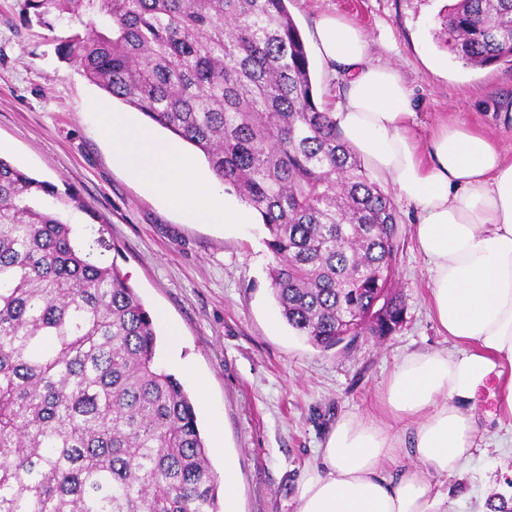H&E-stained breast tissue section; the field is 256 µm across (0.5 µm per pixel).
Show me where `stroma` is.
Listing matches in <instances>:
<instances>
[{
    "label": "stroma",
    "instance_id": "1",
    "mask_svg": "<svg viewBox=\"0 0 512 512\" xmlns=\"http://www.w3.org/2000/svg\"><path fill=\"white\" fill-rule=\"evenodd\" d=\"M448 0H290L311 63L319 102L333 107L344 80L315 50L322 16L343 14L365 30L371 56L396 67L412 93V131L426 141L437 121L454 116L512 153V68L474 69L438 40ZM23 0H0V141L5 156L58 188L74 187L101 222L97 255L115 264L151 312L159 331L175 325L177 345L162 343L157 362L205 394L222 420L214 436L200 425L216 473L236 460L240 512H296L298 483L318 460L327 431L348 416L389 422L387 380L416 351H455L439 332L429 305L430 271L413 240V206L396 201L399 249L394 285L406 308L402 327L382 341L324 351L288 327L273 298V255L261 224L230 231L191 224L132 180L112 159L99 132L104 112L144 117L109 99L56 51L79 29L63 20L46 27L23 18ZM496 378L473 402L474 455L462 476L445 479L452 512H489L490 499L512 496V424L501 422Z\"/></svg>",
    "mask_w": 512,
    "mask_h": 512
}]
</instances>
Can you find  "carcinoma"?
Returning <instances> with one entry per match:
<instances>
[{
  "instance_id": "1",
  "label": "carcinoma",
  "mask_w": 512,
  "mask_h": 512,
  "mask_svg": "<svg viewBox=\"0 0 512 512\" xmlns=\"http://www.w3.org/2000/svg\"><path fill=\"white\" fill-rule=\"evenodd\" d=\"M288 0H24L78 20L59 55L206 158L267 230L281 316L314 347L384 340L398 224L318 103ZM465 65H512V0H456ZM80 195L0 157V512H219L193 402L155 321L65 215Z\"/></svg>"
}]
</instances>
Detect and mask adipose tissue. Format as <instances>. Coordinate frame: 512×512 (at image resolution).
I'll use <instances>...</instances> for the list:
<instances>
[{
    "label": "adipose tissue",
    "instance_id": "adipose-tissue-1",
    "mask_svg": "<svg viewBox=\"0 0 512 512\" xmlns=\"http://www.w3.org/2000/svg\"><path fill=\"white\" fill-rule=\"evenodd\" d=\"M320 57L345 90L331 116L343 138L414 206V241L431 272V312L458 349L405 356L386 385L393 428L348 417L329 433L321 460L302 476L297 512H451L439 477L461 474L476 419L463 401L489 377L512 419V155L460 121L439 124L426 143L411 133V91L393 67L374 61L362 28L328 16L316 29ZM113 159L193 224L243 222L174 144L104 113ZM411 465L399 469L400 458Z\"/></svg>",
    "mask_w": 512,
    "mask_h": 512
}]
</instances>
